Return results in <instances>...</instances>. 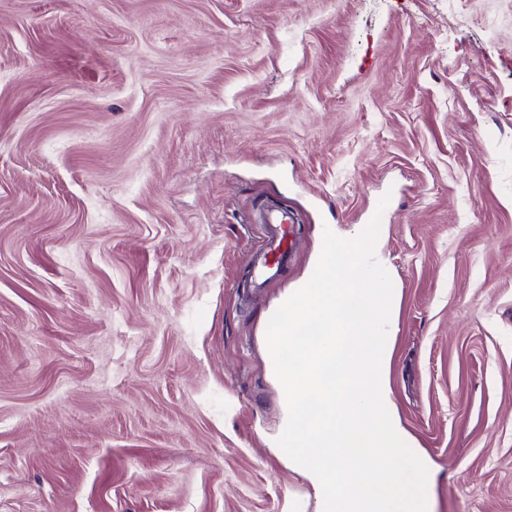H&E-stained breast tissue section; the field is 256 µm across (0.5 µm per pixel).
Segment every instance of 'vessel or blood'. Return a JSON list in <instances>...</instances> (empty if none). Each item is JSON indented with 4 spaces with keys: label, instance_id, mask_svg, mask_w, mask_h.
<instances>
[{
    "label": "vessel or blood",
    "instance_id": "b4317fda",
    "mask_svg": "<svg viewBox=\"0 0 512 512\" xmlns=\"http://www.w3.org/2000/svg\"><path fill=\"white\" fill-rule=\"evenodd\" d=\"M257 221L266 229L262 254L254 270V282L260 286L287 266L293 252L294 218L287 210L270 207L259 211Z\"/></svg>",
    "mask_w": 512,
    "mask_h": 512
}]
</instances>
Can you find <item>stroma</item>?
<instances>
[{
    "label": "stroma",
    "instance_id": "obj_1",
    "mask_svg": "<svg viewBox=\"0 0 512 512\" xmlns=\"http://www.w3.org/2000/svg\"><path fill=\"white\" fill-rule=\"evenodd\" d=\"M385 196L428 512H512V0H0V512H314L263 339ZM256 222L265 224L262 254L255 265L254 282L262 286L287 265L293 252L294 218L288 210L270 207L258 211Z\"/></svg>",
    "mask_w": 512,
    "mask_h": 512
}]
</instances>
